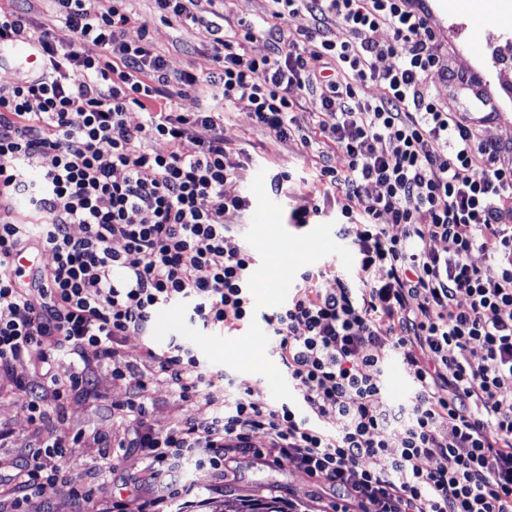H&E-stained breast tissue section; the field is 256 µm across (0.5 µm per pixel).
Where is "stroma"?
<instances>
[{
  "mask_svg": "<svg viewBox=\"0 0 512 512\" xmlns=\"http://www.w3.org/2000/svg\"><path fill=\"white\" fill-rule=\"evenodd\" d=\"M456 7L447 16L432 18L436 41L445 54L449 69L476 78V86L448 87L439 74H431L426 87L439 100L449 101L452 109L466 113L480 138L502 144L498 163L512 167V93L507 90L506 75H512V26L486 25L481 21L487 10H495L512 19V0H455ZM126 7L135 17L151 20L149 37L170 70L203 75L210 66L209 39L204 28L183 27L156 20L154 0H128ZM491 105L495 116L485 119L484 105ZM224 134L253 160L254 170L266 174L289 172L297 182L287 198L281 199L284 211L319 208L321 221L335 220L338 196L317 181L319 147H303L298 139L279 141L257 125L251 106L242 100L224 109ZM13 375L0 374V424L13 433L11 447H0V461L11 462L22 456L34 442L60 433H92L103 428L113 443L126 441L127 429L112 421V408L126 400L125 381L113 378L111 368L94 373L93 390L87 395H70L64 402V417L53 424L34 429L27 413L12 390ZM154 400L150 419L155 429L169 428L174 420L192 416L205 420L206 412L182 402L161 378L151 381ZM95 449L73 448L67 460L70 479L45 484L37 499L38 507L53 512H68L74 485L73 477L84 475L92 465ZM209 476L202 473L180 474L160 483L145 482L136 455H127L112 474V491L103 493L90 505V512H103L107 502H125L137 497L162 498L164 512H212L213 503L227 499H264L281 496L291 512H326L335 501L332 489L309 478L294 466H273L251 455L238 457L225 473L224 485L209 489ZM200 485V495L183 498L181 485Z\"/></svg>",
  "mask_w": 512,
  "mask_h": 512,
  "instance_id": "1",
  "label": "stroma"
}]
</instances>
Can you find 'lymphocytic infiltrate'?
I'll use <instances>...</instances> for the list:
<instances>
[{
	"label": "lymphocytic infiltrate",
	"mask_w": 512,
	"mask_h": 512,
	"mask_svg": "<svg viewBox=\"0 0 512 512\" xmlns=\"http://www.w3.org/2000/svg\"><path fill=\"white\" fill-rule=\"evenodd\" d=\"M53 2L69 43L0 9V46L32 38L42 60L39 75L0 87V373L31 365L32 376L14 379L30 423L59 418L64 394L108 367L129 386L115 417L149 478L188 467L220 478L251 454L335 490L331 512H512V168L498 165L499 144L423 92L429 74H450L422 0H268L267 20L240 35L224 31V0H155L160 15L209 34L203 80L169 69L126 0L105 11L97 0ZM299 14L307 25L289 30ZM383 27L390 39L374 40ZM256 39L266 54L247 53ZM86 43L98 54H85ZM312 58L329 75L312 72ZM370 83L379 98L363 96ZM200 85L213 108L178 111L175 100ZM314 90L320 135L336 148L320 152L318 179L341 194L336 235L355 265L348 275L303 271L265 318L296 402L259 403L246 379L215 399L197 356L174 338L128 358L125 338L152 336L157 313L179 302L205 328L251 321L256 254L236 242L250 201L224 190L251 159L225 137L224 108L248 100L255 123L285 141L295 133L292 92ZM151 140L166 151L147 149ZM21 198L45 223L22 221ZM33 248L48 262L13 277L11 258ZM327 277L333 287H321ZM62 354L76 364L64 381ZM393 357L415 385L394 404L384 397ZM156 377L206 421L155 430ZM328 421L335 433L323 430ZM82 441L60 434L8 464L0 500L10 512H34ZM92 442L98 454L75 481L71 512H86L122 460L107 431Z\"/></svg>",
	"instance_id": "1"
}]
</instances>
